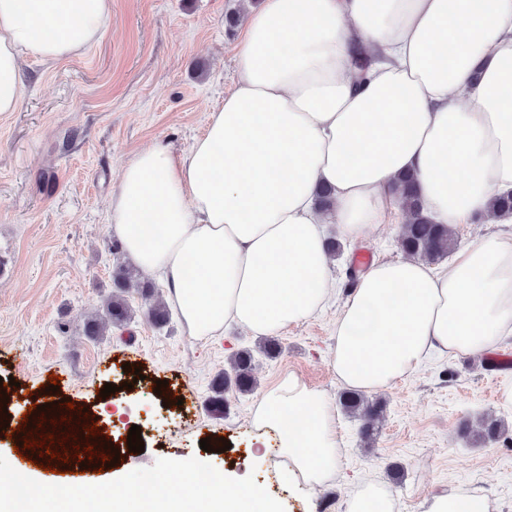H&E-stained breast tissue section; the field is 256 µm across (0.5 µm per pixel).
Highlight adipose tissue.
I'll use <instances>...</instances> for the list:
<instances>
[{"label":"adipose tissue","mask_w":512,"mask_h":512,"mask_svg":"<svg viewBox=\"0 0 512 512\" xmlns=\"http://www.w3.org/2000/svg\"><path fill=\"white\" fill-rule=\"evenodd\" d=\"M112 0H0V113L16 111L26 59L58 61L98 37ZM238 79L180 153L148 146L123 166L110 228L138 269L161 274L191 335L234 324L280 335L322 310L332 267L324 227L359 240L409 216L512 224V0H263L236 55ZM331 188L334 205L317 193ZM512 336V245L484 236L447 268L372 265L336 320L346 388L379 392L427 355L480 356ZM256 425L310 485L336 474L324 393L288 375Z\"/></svg>","instance_id":"adipose-tissue-1"}]
</instances>
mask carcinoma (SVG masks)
<instances>
[{"instance_id":"obj_1","label":"carcinoma","mask_w":512,"mask_h":512,"mask_svg":"<svg viewBox=\"0 0 512 512\" xmlns=\"http://www.w3.org/2000/svg\"><path fill=\"white\" fill-rule=\"evenodd\" d=\"M396 190L411 213V220L405 226L399 238V245L409 258L433 263L447 257L457 246L456 233L446 224H436L423 215L415 190V179L411 174H405L398 179ZM137 288L140 294L150 301L148 315L158 325L169 321L170 312L161 300H152L154 287L149 284L137 286L133 282L132 271L119 267L112 275V297L107 307L108 319L89 326L91 336H100L112 325L121 327L131 319L132 309L127 294L131 288ZM254 357L251 351L237 352L232 362V373L220 375L213 383L215 396L212 399L214 410L224 409L228 402L227 394H246L254 390ZM342 410L353 416L362 417L364 422L360 429L362 438L371 440L378 432L379 423L384 416L385 407L379 401L368 399L357 391H344L339 395Z\"/></svg>"}]
</instances>
